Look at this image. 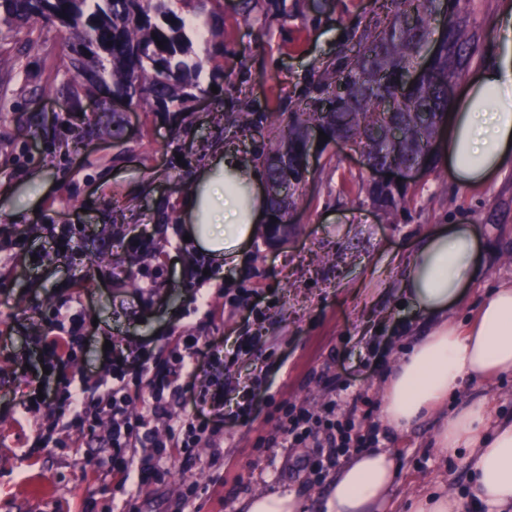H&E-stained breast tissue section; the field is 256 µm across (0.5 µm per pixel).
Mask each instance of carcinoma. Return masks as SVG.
Returning a JSON list of instances; mask_svg holds the SVG:
<instances>
[{
    "instance_id": "carcinoma-1",
    "label": "carcinoma",
    "mask_w": 512,
    "mask_h": 512,
    "mask_svg": "<svg viewBox=\"0 0 512 512\" xmlns=\"http://www.w3.org/2000/svg\"><path fill=\"white\" fill-rule=\"evenodd\" d=\"M191 7L210 34L211 50L197 55L199 29L176 9ZM458 0H382L385 22L364 29L342 51L338 63L323 71L315 89L323 103L295 113L279 134L278 146L264 158L268 180L289 195L300 188L306 132L320 128L330 138L352 137L368 162L380 166L423 163L436 166L430 145L448 116V80L463 74L481 50L479 36L457 10ZM223 0H0V33L29 28V33L56 26L67 33L63 84L75 96L108 89L112 97L154 112L188 110V103L207 93L201 77L217 79L224 57ZM441 31L429 67L413 85L402 84L434 35ZM162 46H157V41ZM227 122L245 129L255 113L230 112ZM407 186L368 190L378 208L397 209Z\"/></svg>"
}]
</instances>
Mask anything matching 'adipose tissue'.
Instances as JSON below:
<instances>
[{
    "label": "adipose tissue",
    "mask_w": 512,
    "mask_h": 512,
    "mask_svg": "<svg viewBox=\"0 0 512 512\" xmlns=\"http://www.w3.org/2000/svg\"><path fill=\"white\" fill-rule=\"evenodd\" d=\"M448 173L461 186L487 182L512 160V54L478 71L448 114ZM265 171L233 152L218 151L182 204V232L210 258L238 259L266 211ZM401 292L430 329L392 371L384 422L405 432L450 392L512 372V283L501 285L466 328L443 318L481 271L478 234L470 224H444L421 238L406 260ZM440 448H470L473 494L512 512V420L495 417L486 398L466 403L441 422ZM397 475L386 450L346 462L329 483L326 512H384Z\"/></svg>",
    "instance_id": "ef3b65f1"
}]
</instances>
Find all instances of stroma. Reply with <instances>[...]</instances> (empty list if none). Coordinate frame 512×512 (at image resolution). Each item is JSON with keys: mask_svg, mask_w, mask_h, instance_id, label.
Segmentation results:
<instances>
[{"mask_svg": "<svg viewBox=\"0 0 512 512\" xmlns=\"http://www.w3.org/2000/svg\"><path fill=\"white\" fill-rule=\"evenodd\" d=\"M238 3L224 0L220 88L185 112H131L105 92L73 98L59 73L63 32L44 31L35 48L26 31L0 35V512H123L129 499L138 512H243L245 500L275 492L295 494L303 512H323L335 470L307 471L312 448L290 453L277 440L288 410L323 414L335 385L343 389L337 420L396 454L391 509L406 512L418 494L470 497L469 449L435 445L442 417L486 397L497 417L512 418L510 373L449 394L408 432L380 419L388 374L428 328L400 294L416 241L437 224L478 228L483 273L448 314L458 326L512 280V162L469 189L439 165L411 182L391 216L368 198L360 154L332 145L312 156L287 241L272 248L257 236L228 268L182 245L179 201L205 160L226 146L263 159L293 113L312 103L321 70L383 19L381 0H286L284 10L246 23ZM463 7L484 36L477 70L504 52L499 23L512 0ZM247 109L261 122L230 128L226 113ZM73 225L81 234L56 255L55 238ZM138 232L151 244L133 254L125 245ZM32 250L43 255L35 268ZM206 271L202 300L190 285ZM62 304L78 305L92 323L65 371L75 385L111 377L120 356L139 355L128 367L135 376L167 357L176 337L210 339L179 380L184 404L150 419L158 438L175 417L206 425L194 456L174 455L156 483H121L98 443L67 429L34 447L37 428H54L60 409L24 411L14 393L39 364L46 315ZM193 483L199 495H190Z\"/></svg>", "mask_w": 512, "mask_h": 512, "instance_id": "35a3bbf8", "label": "stroma"}]
</instances>
